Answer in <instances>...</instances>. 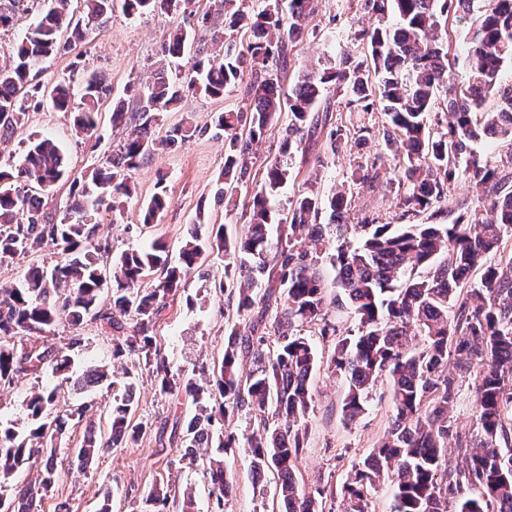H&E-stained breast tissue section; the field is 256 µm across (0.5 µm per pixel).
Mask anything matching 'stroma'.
I'll use <instances>...</instances> for the list:
<instances>
[{"instance_id": "obj_1", "label": "stroma", "mask_w": 512, "mask_h": 512, "mask_svg": "<svg viewBox=\"0 0 512 512\" xmlns=\"http://www.w3.org/2000/svg\"><path fill=\"white\" fill-rule=\"evenodd\" d=\"M209 5L210 0H192L184 10H158L140 16L126 15L117 6L108 21L90 24L86 40L46 59L35 80L49 87L69 75L78 80L93 73L104 76L111 94L100 107L94 137L89 140L76 137L71 114L46 105L30 111L25 126L12 135L0 133V157L21 163L28 137L40 135L61 144L72 173L105 163L127 135L125 128L112 126L113 108L119 104L130 111L136 108L133 91L146 88L153 81L160 48L171 30L181 26L194 30L196 37H208L209 30L202 27L201 19ZM367 19L364 0H316L309 34L291 51L288 66H280L272 59L266 63L268 71L278 75L282 92L290 93L303 71L334 66L343 51H350L354 60H362L363 51L356 35ZM255 77V72L244 71L223 97L189 93L164 113L165 126L188 121L196 131L190 138L147 156L132 172V197L125 201L120 215L100 212L99 235L109 242L113 254L155 240L166 243L170 251H178L200 212L206 214L209 223L224 225L228 234L242 232L250 220V198L264 180L267 163L275 159L288 169V182L278 199L279 207L289 208L292 201L311 192L330 194L340 185L352 198V223L365 218L378 224L398 223L400 198L405 190L402 182L393 180L369 186L352 178L360 165L374 162L387 172L395 168L397 156L383 140L385 115L376 108L364 111L338 103L333 105L324 128L288 150L284 149L283 141L289 119L280 116L254 142L249 169L238 182L235 205L229 207L216 202L214 193L224 170V138L216 134L214 122L226 111L248 112L250 100L246 90ZM332 130L338 131L341 137V147L335 152L327 147V135ZM161 185L166 188L169 206L153 224L144 225L143 207ZM203 268L204 275H192L185 287L170 298L156 325L162 350L177 373L192 372L202 363L212 364L224 352L227 302L213 288L214 279L224 273V262L213 254ZM75 334L84 340L75 354L77 367H113L111 330L97 321L85 322L75 329L63 320L57 324L53 340L64 345ZM137 381L135 420L146 427L143 438L129 447L101 455L88 469L80 468L71 457L62 456L61 477L42 502L44 512H97L100 492L106 487L116 497L114 512H137L134 495L168 476L182 490L194 494L197 512H209L208 485L201 470L179 463L175 448H164L158 443L159 434L170 428L174 417L188 416L190 403L160 394L148 372L139 373ZM38 382L52 386L57 379L47 374ZM38 382L26 377L10 388L0 389V421L19 428L26 425L24 402ZM311 389L313 402L299 466L300 484L311 489L330 478L339 486L352 465L363 461L388 427L387 383L382 380L374 386L365 413L351 424L345 423L342 415L346 393L342 378L327 368H318L312 376ZM228 461L234 475V493L228 512H270L271 487L255 482L248 456L239 450Z\"/></svg>"}]
</instances>
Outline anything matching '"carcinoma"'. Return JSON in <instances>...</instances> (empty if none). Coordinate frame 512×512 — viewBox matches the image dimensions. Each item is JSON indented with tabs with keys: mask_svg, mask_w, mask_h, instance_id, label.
Returning <instances> with one entry per match:
<instances>
[{
	"mask_svg": "<svg viewBox=\"0 0 512 512\" xmlns=\"http://www.w3.org/2000/svg\"><path fill=\"white\" fill-rule=\"evenodd\" d=\"M25 0H0V29L14 25ZM70 0H47L33 28L18 43L9 62L0 64V129L12 134L25 124L32 108L46 103L73 114L77 133L92 138L97 108L110 88L105 78L91 75L79 88L81 106L73 107V79L62 78L47 89L31 82L32 71L64 47L62 33L75 39L88 29L73 21ZM87 22L104 21L114 0H83ZM236 0H214V14L224 27L212 24L210 42L196 40L178 28L161 46L163 64L151 85L138 95L134 112L118 106L115 123L131 127L127 138L107 162L71 176L59 145L49 138L28 139L21 165L0 162V266H9L44 244L59 255L52 268L32 265L24 279L0 289V387L23 376L39 379L49 371L60 383L43 387L25 402L28 428L18 431L0 422V512H38V503L59 477L58 442L74 425L87 430L73 455L82 467L92 465L111 448L135 442L145 426L133 422L136 374L146 369L159 392L184 395L196 405L181 433L179 461L202 468L211 489V512H226L233 484L224 456L241 447L250 458L256 481L271 476L275 483L272 512H333L331 480L305 493L297 474L313 402L310 380L317 355L299 326L315 325L322 338L332 339L327 370L342 376L346 394L344 420L355 422L367 407L369 392L381 379L389 385L391 415L386 433L363 461L353 465L341 487L345 512H373L371 491L388 480L393 491L391 512H512V259L493 260L504 234L512 230V186L498 168L472 148L479 138L512 140V86L501 83L504 64L512 61V0H484L483 10L468 31L467 79L454 80L448 58V20H462L475 0H365L373 22L359 30L365 59L341 60L336 68L307 72L288 97V135L318 126L311 113L330 89L347 103L364 109L377 104L387 117L386 146L403 152L400 199L402 216L437 214L448 189L466 180L484 190L491 218L464 210L450 224L350 222L351 199L339 188L324 197L312 192L296 199L283 220L285 239L272 240L274 202L288 171L277 161L252 198V219L235 236L224 226L210 229L198 216L173 261L165 244L107 257L109 247L98 238L100 210L119 213L131 197L128 174L159 146L190 136L183 122L157 133L160 113L183 93L222 97L247 65L273 56L286 64L288 52L309 33L315 0H263L248 13ZM187 0H122L129 14L158 9L177 10ZM246 29L254 42L237 48L227 30ZM249 116L225 112L216 122L224 131V181L217 201L231 198V175L247 170L252 143L272 126L282 111L278 79L271 75L251 86ZM489 99L497 101L484 109ZM448 112L447 125L430 127L437 105ZM72 178L70 212L60 222L42 208V201L21 192V185L43 191L62 178ZM167 205L165 189L145 205L143 222L153 223ZM336 228L330 261L335 288L359 322L358 334L342 336L329 315L317 257L303 247L309 238L322 239L324 214ZM225 258L224 277L214 288L236 299L237 314L258 310L257 328H227L230 340L221 360L200 384L194 376L174 373L155 335L167 299L202 268L203 254ZM482 268L480 278L472 272ZM282 288L281 309L268 315L272 285ZM90 317L112 331V356L125 360L124 380L102 410L108 432L97 433L94 405L82 403L61 410L64 385L88 389L108 375L91 367L72 377L71 350L51 342L64 318L78 328ZM275 346H267L268 337ZM251 358L244 373L239 355ZM454 360L448 370V360ZM474 381L477 395L468 432L455 426L454 410L464 380ZM245 412L256 427L244 439L225 429L226 420ZM454 440L460 463L448 464V440ZM33 469L37 477L25 486H10L16 472ZM172 488L154 485L140 496V512H168Z\"/></svg>",
	"mask_w": 512,
	"mask_h": 512,
	"instance_id": "cac0c4a2",
	"label": "carcinoma"
}]
</instances>
